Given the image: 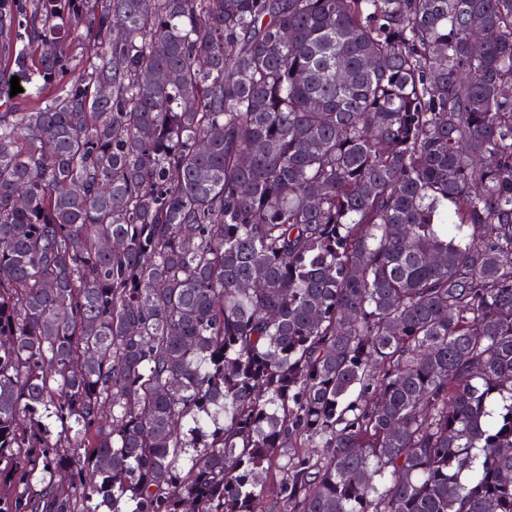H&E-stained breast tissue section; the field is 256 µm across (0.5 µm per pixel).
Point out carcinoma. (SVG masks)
<instances>
[{
	"label": "carcinoma",
	"instance_id": "1",
	"mask_svg": "<svg viewBox=\"0 0 512 512\" xmlns=\"http://www.w3.org/2000/svg\"><path fill=\"white\" fill-rule=\"evenodd\" d=\"M0 512H512V0H0Z\"/></svg>",
	"mask_w": 512,
	"mask_h": 512
}]
</instances>
